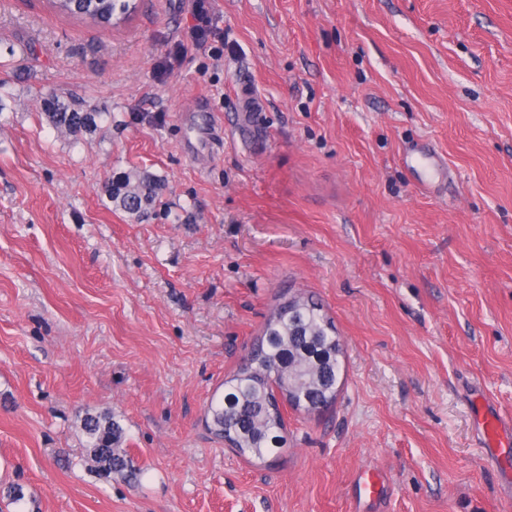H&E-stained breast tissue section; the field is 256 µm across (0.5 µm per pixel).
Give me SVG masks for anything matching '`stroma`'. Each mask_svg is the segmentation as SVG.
Wrapping results in <instances>:
<instances>
[{
    "label": "stroma",
    "instance_id": "1",
    "mask_svg": "<svg viewBox=\"0 0 512 512\" xmlns=\"http://www.w3.org/2000/svg\"><path fill=\"white\" fill-rule=\"evenodd\" d=\"M224 55L167 67L188 0L104 30L0 0V495L24 512H512V0H212ZM264 100L249 125L238 89ZM100 113L58 132L43 99ZM219 148L186 143L197 99ZM427 146L446 175L404 158ZM164 183L146 218L109 179ZM344 349L321 417L246 459L211 401L282 297ZM111 413L139 482L87 458ZM478 424L489 446L507 448L512 443V423L497 412L486 411L480 414Z\"/></svg>",
    "mask_w": 512,
    "mask_h": 512
}]
</instances>
